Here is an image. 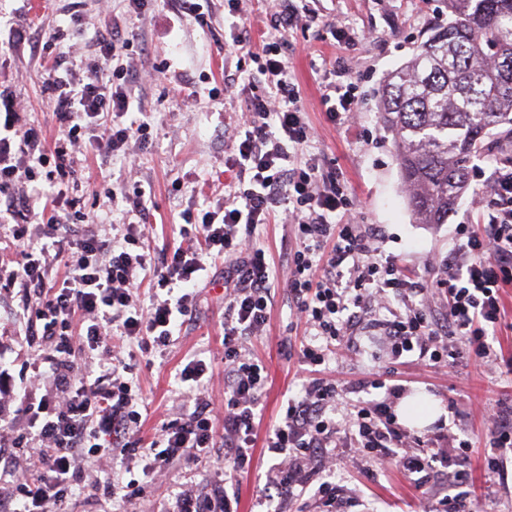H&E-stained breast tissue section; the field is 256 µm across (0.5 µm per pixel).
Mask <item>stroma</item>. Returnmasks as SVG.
<instances>
[{
    "mask_svg": "<svg viewBox=\"0 0 512 512\" xmlns=\"http://www.w3.org/2000/svg\"><path fill=\"white\" fill-rule=\"evenodd\" d=\"M306 9L319 15L316 24L291 30L288 57L301 103L315 132V148L326 172L347 186L353 205L348 219L367 224L378 232V246L427 287L435 304H442L437 288V259L447 256L453 230L459 224H478L483 216L485 180H472L445 224L416 223L408 206L406 189L395 161L392 134L379 118L377 91L387 76L407 63L417 47L447 26L448 11L437 0H303ZM65 17L70 30L63 46L68 68L79 70L82 56L93 51L98 32L116 28L138 35L128 55L142 79L132 89L134 109L154 117L152 144L140 151L137 164L123 156L88 155L82 176L95 184L115 187L150 185L151 197L145 234L151 248L177 247L181 241V212L190 205L215 207L224 196V132L240 120L247 94L241 85L225 87L227 76L238 66L252 68L224 47L230 15L226 0H213L208 22L194 16L175 15L170 0H155L140 16L126 12L124 0H81L69 11L66 0H0V90L11 93L14 109L28 124L46 135L55 132L49 96L45 90L43 61L25 43L8 46L10 30L26 31L31 40L46 41L52 21ZM344 24L362 34L353 47L334 40L331 24ZM336 66L346 67L361 90L357 127L329 120L321 102L323 75ZM257 244L273 260L279 286L273 292L266 334L252 340L247 349L267 368L262 421L257 430L252 467L239 477L238 512H265V474L274 459L265 447L267 430L278 423L281 406L299 394L305 373L298 351L304 338L294 308L283 285L288 277L286 249L293 240L287 223L260 226ZM196 312L184 323L166 355L146 354L131 348L125 362L129 376L139 384L146 407L144 435H153L163 423L186 409L179 397L178 373L192 356L210 363L214 392L224 389V267L215 263L204 272ZM506 317L494 347L502 360L457 359L451 369L430 366L416 357L391 359L383 339L358 328L349 356L327 362V376L347 385L367 378L405 385L407 392H423L440 403L454 401V412H442L439 423L423 428L436 434L446 426L449 434L469 437L474 445L470 478L466 486L475 512H512V458L503 474L486 467V427L481 407L500 403L512 407V374L503 361L512 357V288L504 293ZM19 297L14 288L0 289V453L10 454L15 439L27 427L24 400L38 398L45 389L30 382V363L35 351L27 322L16 314ZM337 459H356L353 469L337 470L332 480L342 505L351 512H438L448 489L438 483L418 488L398 466L382 467L357 458L355 449L342 445ZM107 465L85 464L84 493L67 504L68 512H165L172 497L185 486L201 494L212 493L224 472V451L216 449L203 462L188 466L170 463L146 484L142 494L128 503L111 495L91 493V486L105 479Z\"/></svg>",
    "mask_w": 512,
    "mask_h": 512,
    "instance_id": "1",
    "label": "stroma"
}]
</instances>
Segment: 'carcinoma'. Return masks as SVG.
<instances>
[{"mask_svg":"<svg viewBox=\"0 0 512 512\" xmlns=\"http://www.w3.org/2000/svg\"><path fill=\"white\" fill-rule=\"evenodd\" d=\"M448 26L379 91L419 224H445L492 129L512 125V0H447Z\"/></svg>","mask_w":512,"mask_h":512,"instance_id":"obj_1","label":"carcinoma"}]
</instances>
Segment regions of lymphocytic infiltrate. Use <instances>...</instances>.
Instances as JSON below:
<instances>
[{"mask_svg": "<svg viewBox=\"0 0 512 512\" xmlns=\"http://www.w3.org/2000/svg\"><path fill=\"white\" fill-rule=\"evenodd\" d=\"M296 0H281L269 19L274 38L254 47L249 18L231 22L230 49L255 62L245 71V117L233 138V153L224 166L231 177L224 183V200L214 209L185 208L180 218L181 246L151 249L144 242L149 210L142 187L118 191L84 181L80 149L107 158L126 153L130 144L146 146L153 118L131 116V90L136 76L126 61L133 36L99 32L95 49L84 62L82 79L64 67L59 51L67 36L54 24L50 39L39 48L48 57L46 88L58 132L46 138L41 130L21 123L16 112L0 120V224L9 227L14 258H0V288L19 291L18 314L29 334L40 339L35 380L49 389L39 401L27 403V456L0 457V512H62L80 479L78 463L94 458L118 463L139 456L142 474L150 479L175 460L196 463L223 446L230 475L248 472L261 423L260 400L267 371L246 353L248 340L263 335L270 318L276 268L265 250L252 240L258 226L273 223L276 208H285L294 229L286 254L288 296L297 322L308 337L299 351L303 365L317 368L349 348L356 315L367 312L372 295L402 301L404 311L374 319L393 359L418 355L447 365L450 354L477 359L495 357L494 331L505 317L503 292L512 286V164L496 167L484 197L486 220L459 224L454 245L440 262L442 311L432 310L427 290L393 259L380 256L373 233L364 225L343 222L352 201L335 176L324 174L312 153L315 134L302 110L299 91L288 71V33L299 23H315ZM112 58L111 73H103L99 57ZM357 80L343 68L329 71L322 104L330 121L353 122L358 106ZM43 178L41 195L18 190L20 179ZM125 202L127 223L118 236L102 231L86 197ZM50 216L43 224L41 245H34L29 226L40 207ZM224 261L229 289L224 308V372L221 398L209 391V366L189 359L180 372L191 413L170 421L139 449L129 437L141 427L139 394L125 378L115 348L128 343L158 354L173 344L174 335L197 302V286L206 262ZM64 276H55V267ZM149 296L140 299L141 283ZM457 340L449 352L441 336ZM84 355V371L73 358ZM361 389H381L379 399L359 401L346 421L336 419V400L343 387L335 379L311 378L304 393L288 398L278 423L269 429L265 445L277 461L267 471L265 486L278 500L291 498L295 487L315 484L325 512H335V483L316 481L322 462L338 436L365 457L399 463L416 486L445 479L456 488L443 497L445 512H471L464 486L473 444L455 437L443 445L418 439V451L397 423L394 401L399 384L374 378ZM486 459L499 472L500 457L512 450V412L496 406L487 411ZM223 432H216V424ZM234 485L200 498L176 497L166 512H237Z\"/></svg>", "mask_w": 512, "mask_h": 512, "instance_id": "lymphocytic-infiltrate-1", "label": "lymphocytic infiltrate"}]
</instances>
